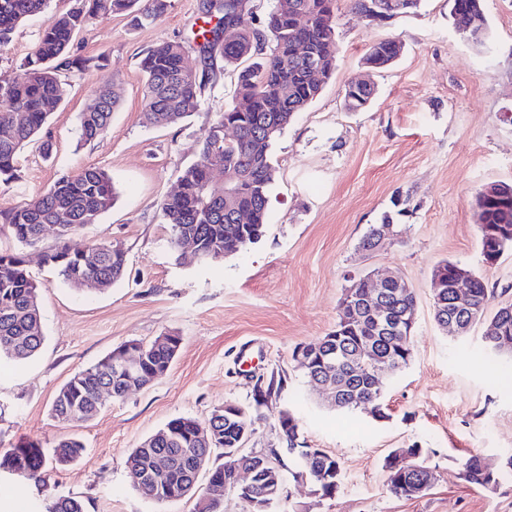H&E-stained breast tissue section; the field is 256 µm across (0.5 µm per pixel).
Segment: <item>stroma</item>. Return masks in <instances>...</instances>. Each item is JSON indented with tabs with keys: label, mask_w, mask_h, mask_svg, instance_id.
Wrapping results in <instances>:
<instances>
[{
	"label": "stroma",
	"mask_w": 512,
	"mask_h": 512,
	"mask_svg": "<svg viewBox=\"0 0 512 512\" xmlns=\"http://www.w3.org/2000/svg\"><path fill=\"white\" fill-rule=\"evenodd\" d=\"M200 0H170L157 21L135 24L115 15L94 22L72 42L74 53L106 55L104 67L62 72L61 101L39 140L22 152L19 178L0 186V206L42 194L63 173L98 168L111 176L117 199L98 223L81 232L88 242H121L124 278L104 291H75L44 264L55 248L45 232L22 249L40 286L45 340L21 366L0 368V451L22 440L41 442L49 459L38 487L0 475V512H26L30 499L71 496L84 512H195L196 500L160 504L136 488L126 459L169 420L207 423L212 411L242 407L254 433L247 450L285 447L279 420L299 418V440L325 450L342 468L331 497L309 483L287 480L282 512H512V383L497 367L480 365L484 325L454 338L433 318L434 268L451 260L486 283L492 307L512 303V249L486 263L475 218L477 194L492 183L512 184V0H482L489 28L484 45L468 41L448 0H422L413 14L372 22L340 0L336 68L319 96L299 112L271 149L275 170L262 237L240 254L204 265L181 258L170 242L161 203L183 168L199 158V142L231 103L235 80L219 71L198 112L184 122L147 123L140 61L151 48L178 41L198 67ZM71 0L49 7L15 30L0 51V77L11 76L40 32ZM391 38L404 45L389 68L367 73L365 54ZM371 75L369 107L347 111L346 86ZM116 83L121 103L96 141H80V114L95 90ZM52 146L43 158L42 142ZM390 219L396 234L374 251L360 242L370 225ZM375 274L402 276L417 302L412 359L383 387V418L328 407L322 389L304 375L294 350L334 330L338 305L353 282ZM181 336L165 376L109 402L91 421L64 423L51 413L60 388L79 370L130 341L165 332ZM281 376L280 396L258 406L257 384ZM83 456L60 466L54 446L70 436ZM420 449L434 476L421 497L395 496L385 464L394 451ZM480 455L500 471L481 487L460 474Z\"/></svg>",
	"instance_id": "35a3bbf8"
}]
</instances>
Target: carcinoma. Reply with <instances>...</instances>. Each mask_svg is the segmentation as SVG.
Returning <instances> with one entry per match:
<instances>
[{"label":"carcinoma","mask_w":512,"mask_h":512,"mask_svg":"<svg viewBox=\"0 0 512 512\" xmlns=\"http://www.w3.org/2000/svg\"><path fill=\"white\" fill-rule=\"evenodd\" d=\"M338 0H274V6L263 24L255 26L243 13L240 0H205L201 7L204 23L201 71H188L183 63L185 47L180 42H164L148 50L141 60L145 74L143 100L145 118L154 126L179 123L201 106L207 86L217 77L216 61L224 68L238 69L234 101L224 108L200 142L199 161L184 168L178 178L179 194L161 204L163 219L171 232V244L179 247L183 238L195 242L197 250L209 255L205 263L234 256L257 241L267 223L268 193L274 168L270 149L275 138H267L270 125L287 126L319 94L320 85L311 77L307 59L293 53L296 43L305 44L310 54L322 61L325 71L336 64V10ZM452 15L463 14L477 19L478 26L463 30L475 45L484 43L488 35L482 0H448ZM48 0H0V49L8 46L11 34L27 18L42 12ZM168 0H73L72 7L39 35L35 50L23 59L12 76L0 78V183L9 184L19 176L21 150L45 127L51 112L60 101L59 73L61 67L79 72L102 66L105 56L73 57L69 45L74 34L98 18L127 13L139 24L152 23L167 10ZM238 28L237 41L222 47L209 36H218L224 27ZM395 54L392 40L384 39L369 47L365 59L391 58ZM372 92H362L348 85L345 106L362 110L369 104ZM120 95L110 83L96 90L97 107L80 117V140L90 143L109 127L112 114L120 106ZM235 126V139L224 141V125ZM221 155L224 166L239 165L245 159L254 161L243 185L233 213L224 211V189L206 180L207 162ZM116 200L112 178L101 169H83L58 177L43 194L23 206L0 208V223L7 225L18 243L35 247L44 232L55 228L59 244L44 253L63 283L78 288L85 280H96L110 288L122 280L127 258L124 252L112 251V244L81 242L80 232L89 224L98 223ZM61 214L68 223L58 224ZM476 223L512 225V185H500L496 191L478 194L475 202ZM452 289H434V305L453 315L458 326L469 323L463 311L450 309ZM385 299L393 312L400 315L413 310L412 293L386 290ZM491 294L485 283L471 275V301L480 309L479 320L496 325L494 335L484 334L483 361L503 358L496 341L512 340V304L501 306L488 315ZM44 341L39 286L30 275L20 253L0 252V357L14 364L29 361ZM372 343L378 353L387 357L393 373L411 361L410 342L381 328L364 311L338 309L336 329L318 340L319 354L332 353L333 360L343 363L341 353H354ZM179 351V346L144 344L140 387L145 388L166 375ZM107 355L97 363L81 369L59 390L52 404V414L63 422L81 423L92 420L103 409L102 393L110 391L121 400L129 384L112 373ZM382 389L368 371L350 379L343 391L338 409L363 410L376 418L384 417ZM212 432L202 438L195 431L194 419L177 417L148 437L127 458L129 477L133 484L152 473L155 460L163 455L172 465L160 477L156 502L167 503L193 495L198 489L200 470L216 449L232 444L236 438L237 420L224 414L209 418ZM85 452L76 437L60 441L53 455L57 463L68 465ZM45 454L33 441L17 444L0 453V471L17 468V478L44 481ZM462 475L469 482L489 487L498 482L488 471L481 457L469 456L462 464ZM424 475L405 473L404 483L389 485L399 497L414 499L406 487L420 483ZM28 512H84L82 502L61 496L49 502L35 503Z\"/></svg>","instance_id":"carcinoma-1"}]
</instances>
